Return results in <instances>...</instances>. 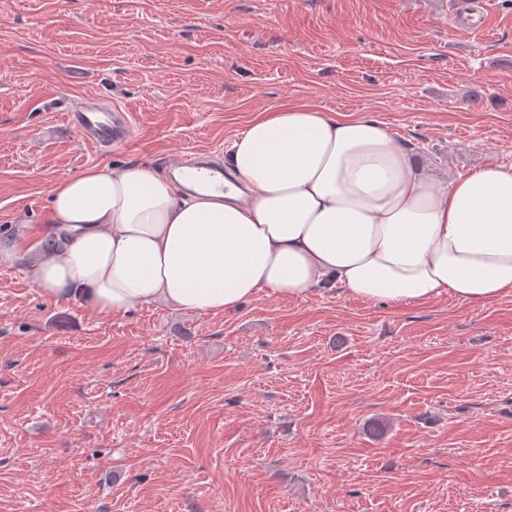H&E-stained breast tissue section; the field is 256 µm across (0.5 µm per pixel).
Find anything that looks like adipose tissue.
I'll list each match as a JSON object with an SVG mask.
<instances>
[{"instance_id": "ef3b65f1", "label": "adipose tissue", "mask_w": 512, "mask_h": 512, "mask_svg": "<svg viewBox=\"0 0 512 512\" xmlns=\"http://www.w3.org/2000/svg\"><path fill=\"white\" fill-rule=\"evenodd\" d=\"M228 167L223 188L188 193L146 164L55 183L45 224L16 243L31 281L112 316L222 314L264 290L393 304L512 295V165L441 181L386 122L290 103L248 125ZM47 237L57 251H38Z\"/></svg>"}]
</instances>
